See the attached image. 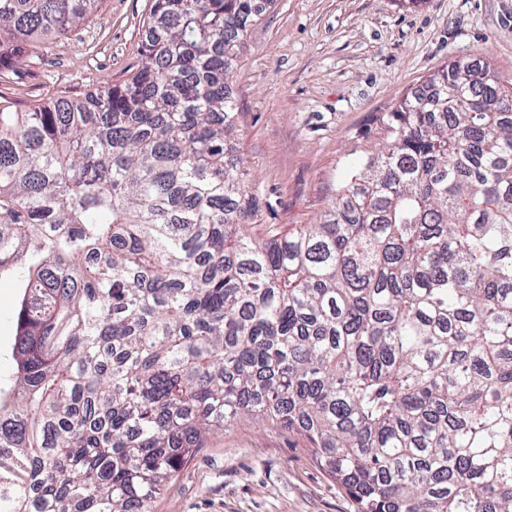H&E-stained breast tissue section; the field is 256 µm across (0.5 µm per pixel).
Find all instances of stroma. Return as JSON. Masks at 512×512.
Masks as SVG:
<instances>
[{
    "label": "stroma",
    "mask_w": 512,
    "mask_h": 512,
    "mask_svg": "<svg viewBox=\"0 0 512 512\" xmlns=\"http://www.w3.org/2000/svg\"><path fill=\"white\" fill-rule=\"evenodd\" d=\"M151 0H100L0 83L32 105L122 83L142 59ZM488 63L512 82V0H273L250 28L230 82L234 154L260 197L251 234L285 233L329 213L336 187L387 140L399 100L448 62ZM19 288L0 281V373L15 369ZM151 512H358L304 432L242 421L210 434Z\"/></svg>",
    "instance_id": "stroma-1"
}]
</instances>
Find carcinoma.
<instances>
[{
  "label": "carcinoma",
  "mask_w": 512,
  "mask_h": 512,
  "mask_svg": "<svg viewBox=\"0 0 512 512\" xmlns=\"http://www.w3.org/2000/svg\"><path fill=\"white\" fill-rule=\"evenodd\" d=\"M99 0H0V80ZM260 0H152L141 67L0 102V512H149L244 418L358 512H512V98L455 62L320 224L262 238L228 87ZM19 293L20 289L17 288L14 282L0 281V372L4 375L11 374L15 369V361L11 356L15 336L12 314Z\"/></svg>",
  "instance_id": "cac0c4a2"
}]
</instances>
